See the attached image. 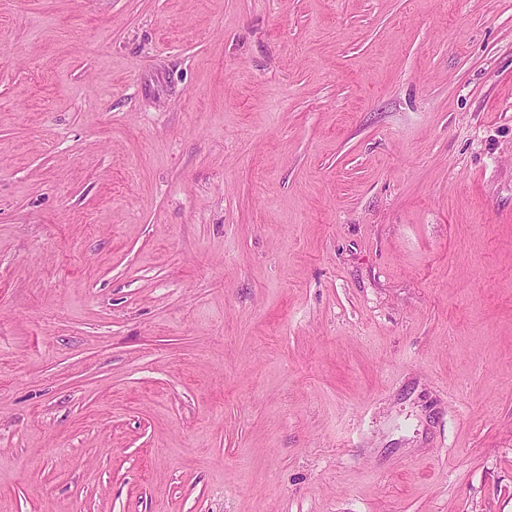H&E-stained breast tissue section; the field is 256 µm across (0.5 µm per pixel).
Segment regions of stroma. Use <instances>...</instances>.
<instances>
[{
    "label": "stroma",
    "mask_w": 512,
    "mask_h": 512,
    "mask_svg": "<svg viewBox=\"0 0 512 512\" xmlns=\"http://www.w3.org/2000/svg\"><path fill=\"white\" fill-rule=\"evenodd\" d=\"M0 512H512V0H0Z\"/></svg>",
    "instance_id": "1"
}]
</instances>
